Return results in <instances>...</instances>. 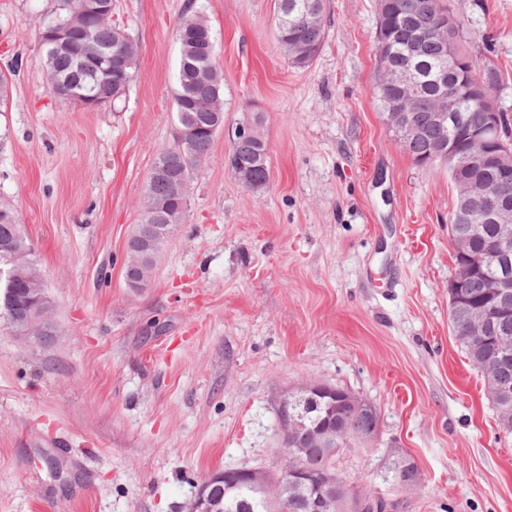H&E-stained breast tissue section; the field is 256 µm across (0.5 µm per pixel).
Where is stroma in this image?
Listing matches in <instances>:
<instances>
[{
	"label": "stroma",
	"mask_w": 512,
	"mask_h": 512,
	"mask_svg": "<svg viewBox=\"0 0 512 512\" xmlns=\"http://www.w3.org/2000/svg\"><path fill=\"white\" fill-rule=\"evenodd\" d=\"M379 0H326L324 46L290 64L278 0H112L139 46L125 95L88 109L49 89L38 23L53 0H0V204L34 247L56 341L0 327V512H187L217 469L277 466V406L304 382L380 416L341 459L373 484L386 451L422 474L408 512H512V433L452 333L445 165L417 164L373 93ZM464 47L500 72L512 137V0H449ZM202 14L224 127L147 288L126 240L173 142L177 28ZM263 115L270 180L246 188L230 133Z\"/></svg>",
	"instance_id": "obj_1"
}]
</instances>
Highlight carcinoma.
<instances>
[{
    "instance_id": "cac0c4a2",
    "label": "carcinoma",
    "mask_w": 512,
    "mask_h": 512,
    "mask_svg": "<svg viewBox=\"0 0 512 512\" xmlns=\"http://www.w3.org/2000/svg\"><path fill=\"white\" fill-rule=\"evenodd\" d=\"M85 2L55 0V6L42 21L40 31L81 11ZM305 2L307 0H279V15L288 17V22L279 21L276 24V38L285 49L290 63L297 68H304L314 60L325 39V0H316L318 18L314 21L304 15ZM381 2L384 6L378 11L377 29L390 42V50L385 58L388 66L404 69L413 62L425 67V70L418 73L411 88L390 87L377 73L374 75V94L383 113L388 112L391 104L404 94L410 93L415 97V122L419 133L404 148L416 163L424 164L433 145L451 136L450 128L431 122L434 99L452 90L462 80L481 73L489 74L495 86L500 81V74L495 68H487L484 62L471 54L468 55L467 69L448 66L444 62L443 46L435 37L421 40L416 53L409 54L408 24L414 19L427 30L435 28L441 18L450 13L447 0ZM177 37L180 61L175 92L176 139L174 145L158 153L146 185L147 195L164 201L166 206L159 212L147 209L141 218V223L169 235L185 219L187 207L181 205L179 200L190 196L191 184L199 172L196 158L208 155L216 134L224 128V115L216 116L200 108L203 101L223 98V72L211 27L203 17L195 15L182 20ZM93 38L99 50V55L93 59L81 55L78 43L62 51H52L50 46L43 44L42 58L47 75L67 86L68 93L63 95V99L81 104L92 98L102 106L126 93L137 58H131L126 64L114 60L113 51L130 39L129 34L115 23L94 26ZM465 117L469 128L478 129L485 124V109L480 104H470L465 108ZM230 152L246 167V187L258 190L269 183L268 143L262 135L231 144ZM448 176L456 188L458 203L478 180L484 178L483 173L465 168L450 169ZM450 228L452 241L458 249V264L470 271L460 287L448 289L451 327L471 365L484 377L486 394L497 412L501 427L512 433V318L498 321L490 333L477 332L473 323L478 308L492 298V289L489 288L491 277L512 278V254L496 261L489 259L485 252L486 243L501 233L503 225L483 222L476 210L470 221L465 224L452 223ZM167 241L165 237L151 249L137 273L142 283L150 280ZM7 251L15 256L12 264L1 256ZM30 256L31 242L23 233L18 216L10 207L0 206V302L8 291L10 268L14 266L23 272L35 266ZM0 321L15 336H22L27 330L23 317L14 318L1 308ZM503 387L508 388L509 395H498ZM308 417L315 422L333 419L341 426L349 425L353 432L374 425L369 413L356 412L344 404L336 407L331 415L315 406L309 409ZM337 458L336 454L330 457L324 450L311 446L306 463L311 471L317 472L336 464ZM412 475L410 469L389 466L382 481L398 486ZM211 495L220 502L223 512H275V507L264 503L257 492L227 491L222 481L211 485Z\"/></svg>"
}]
</instances>
